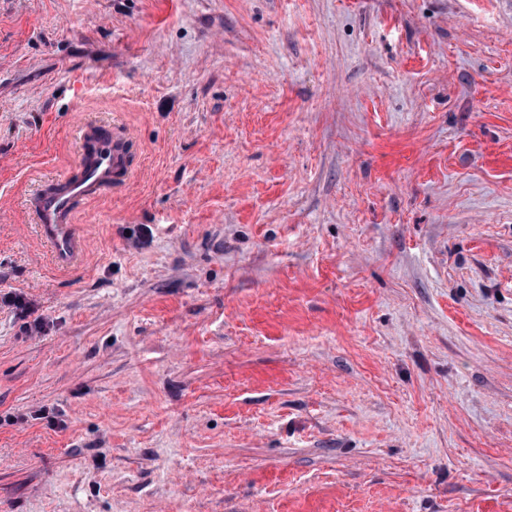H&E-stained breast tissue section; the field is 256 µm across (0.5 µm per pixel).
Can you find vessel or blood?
Instances as JSON below:
<instances>
[{
    "label": "vessel or blood",
    "instance_id": "vessel-or-blood-1",
    "mask_svg": "<svg viewBox=\"0 0 512 512\" xmlns=\"http://www.w3.org/2000/svg\"><path fill=\"white\" fill-rule=\"evenodd\" d=\"M126 176L122 143L104 128L85 127L75 168L48 182L29 201L57 270H68L79 253V235L73 223L76 204L95 199Z\"/></svg>",
    "mask_w": 512,
    "mask_h": 512
}]
</instances>
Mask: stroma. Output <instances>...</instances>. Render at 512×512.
Listing matches in <instances>:
<instances>
[{
    "label": "stroma",
    "mask_w": 512,
    "mask_h": 512,
    "mask_svg": "<svg viewBox=\"0 0 512 512\" xmlns=\"http://www.w3.org/2000/svg\"><path fill=\"white\" fill-rule=\"evenodd\" d=\"M0 512H512V0H0ZM126 176L122 143L104 127L87 126L80 135L75 168L48 182L29 200L39 233L48 243L58 271H67L79 253V235L73 224L76 204L95 199Z\"/></svg>",
    "instance_id": "stroma-1"
}]
</instances>
